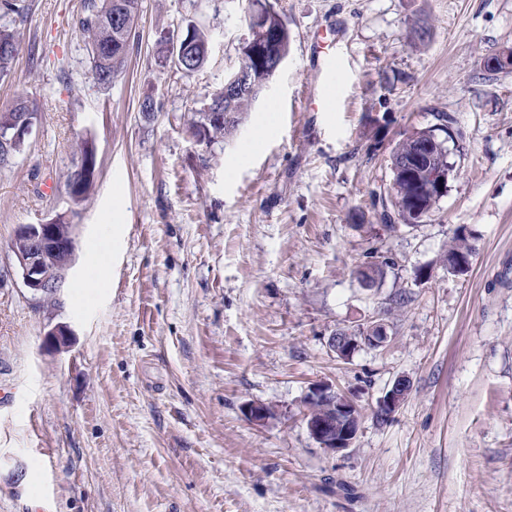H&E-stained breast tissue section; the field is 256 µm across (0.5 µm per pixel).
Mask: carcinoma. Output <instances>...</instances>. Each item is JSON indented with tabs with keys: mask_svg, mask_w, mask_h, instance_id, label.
Segmentation results:
<instances>
[{
	"mask_svg": "<svg viewBox=\"0 0 512 512\" xmlns=\"http://www.w3.org/2000/svg\"><path fill=\"white\" fill-rule=\"evenodd\" d=\"M254 0H248L246 24L249 46L254 55L248 56L250 68V86L253 90L243 89L232 100L233 117L224 119V95H214L209 111L199 113L198 119L191 125L192 136L201 141L211 142L232 133L238 126L243 112L259 93L275 76L268 52L286 55L289 53L291 37L288 27L279 11L267 14L261 22L252 21ZM141 9L140 0H85L84 14L80 19V27L86 36L85 49L91 63L93 83L100 89L112 87V81L124 69ZM120 12L123 24L112 25V13ZM184 39L187 41L189 60L184 65V72L193 73L200 69L206 58L201 50L208 45V36L201 24L187 20L183 26ZM19 51L17 31L8 24L0 26V76L8 74L12 62ZM39 105L36 100L22 97L7 110H0V131L11 132L18 125L21 117L36 119ZM437 138L439 146L427 154L423 168H413V173L401 167L403 160L417 151V144ZM448 131L442 127H429L415 131L399 141L390 156L393 182L390 188V204L394 219L388 227L396 224H418L430 217L438 201L442 198L435 187L428 186L427 177L422 169L431 171L448 170ZM25 139L6 137V143H0V163L7 161L9 156L23 150ZM80 164L82 171L71 170L67 173L65 185L69 194L84 200L92 191L98 174L97 154L94 143L90 140L82 142L80 147ZM472 247L468 241L467 230L459 227L455 230L451 245L448 248L447 261L450 264H471Z\"/></svg>",
	"mask_w": 512,
	"mask_h": 512,
	"instance_id": "obj_1",
	"label": "carcinoma"
}]
</instances>
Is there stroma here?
<instances>
[{"label":"stroma","mask_w":512,"mask_h":512,"mask_svg":"<svg viewBox=\"0 0 512 512\" xmlns=\"http://www.w3.org/2000/svg\"><path fill=\"white\" fill-rule=\"evenodd\" d=\"M20 5L0 110L29 96L40 112L0 165V512H512V67L484 68L512 51V0H277L288 58L211 143L189 126L239 64L246 0H141L108 90L90 78L83 0ZM187 17L209 32L193 73L157 54ZM329 25L336 98L318 112L309 44ZM444 112L448 191L430 218L388 229L391 151ZM87 138L99 174L76 203L65 178ZM57 216L78 248L47 298L11 244ZM463 225L473 259L455 276ZM99 244L109 268L93 288ZM375 317L387 345L336 358L332 332ZM57 324L68 348L47 338ZM400 376L410 391L377 423ZM320 381L365 412L336 456L302 418ZM250 402L273 417L250 423ZM447 257V261L450 264L461 263L458 269H464L466 268V264L469 265L468 268L463 271V274L469 271L471 267L472 247L469 244L465 227H459L455 230L451 245L448 248Z\"/></svg>","instance_id":"stroma-1"}]
</instances>
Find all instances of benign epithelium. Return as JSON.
<instances>
[{
	"mask_svg": "<svg viewBox=\"0 0 512 512\" xmlns=\"http://www.w3.org/2000/svg\"><path fill=\"white\" fill-rule=\"evenodd\" d=\"M246 62L247 57L241 56L238 68L225 80L224 95L229 97L248 84ZM14 238L22 241V246H12V252L23 282L40 294L58 282L77 250L74 232L64 235L60 232V225L50 220L43 224H21L16 228ZM388 328L384 320L376 318L357 332L338 329L330 336L329 347L337 357L348 360L363 347L385 346L389 340ZM408 391L409 384L405 379L395 380L378 400L374 414L381 421L391 420ZM303 402L306 405L314 402L326 405L322 413L304 414L307 431L319 448L330 455H337L352 446L363 419V409L353 398L323 381L309 387ZM244 414L250 423L263 425L273 412L268 406L254 402L245 406Z\"/></svg>",
	"mask_w": 512,
	"mask_h": 512,
	"instance_id": "benign-epithelium-1",
	"label": "benign epithelium"
}]
</instances>
